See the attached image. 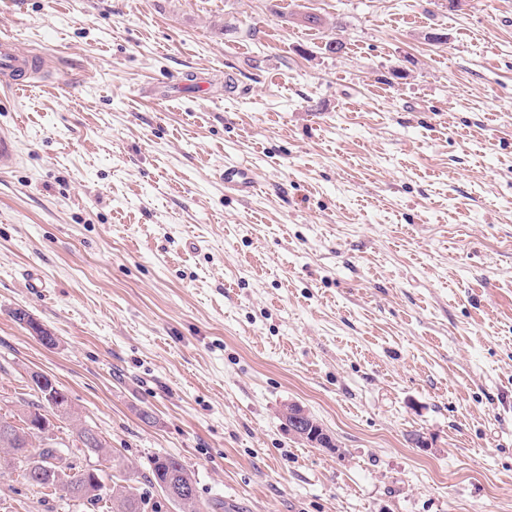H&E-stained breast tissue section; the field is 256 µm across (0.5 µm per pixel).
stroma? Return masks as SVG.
I'll return each mask as SVG.
<instances>
[{"label": "stroma", "instance_id": "obj_1", "mask_svg": "<svg viewBox=\"0 0 512 512\" xmlns=\"http://www.w3.org/2000/svg\"><path fill=\"white\" fill-rule=\"evenodd\" d=\"M4 34L50 67L0 89V413L50 376L145 512H180L157 452L213 512H512V0H0ZM16 159V137L11 132L0 131V172L12 169ZM224 187L240 194H250L254 189L251 171L237 161L224 162ZM291 412L300 413L302 410L298 407L291 406L290 407ZM288 416L291 412L288 411ZM285 416L286 421L293 425L292 417L291 416ZM315 424V425H313ZM288 425L289 429L297 436L299 433L296 431L295 427ZM298 430H300L299 437L302 440H305L306 443L311 445L312 447H322V448H334L335 444L332 443L331 438L324 432L323 428L317 423L315 419H313L311 416L302 417L299 420V426H296ZM315 431V435L313 437L310 436V434H307L306 436H303L302 434L306 433L307 431L313 432ZM149 483L162 489L163 484L174 483L178 487L187 489L190 492V496L186 503H181L175 498L168 495V499L172 500L178 506H180L185 512H210L211 505L207 502L202 501L197 495L196 482L185 468L184 464L177 457L168 453H155L149 459ZM185 489H179L178 491H186Z\"/></svg>", "mask_w": 512, "mask_h": 512}]
</instances>
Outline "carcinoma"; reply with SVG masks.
Masks as SVG:
<instances>
[{"instance_id": "1", "label": "carcinoma", "mask_w": 512, "mask_h": 512, "mask_svg": "<svg viewBox=\"0 0 512 512\" xmlns=\"http://www.w3.org/2000/svg\"><path fill=\"white\" fill-rule=\"evenodd\" d=\"M28 384L36 393L49 391L52 398L59 397L62 403L69 404L63 389L42 373L29 374ZM49 415L63 418L53 411L50 400L39 399L28 404L27 412L20 418L21 425L10 424L8 431L0 430V476L16 472L33 486L44 489L61 486L69 494V499L83 506H97L103 501L99 469L77 466L71 452L61 448L53 436L42 433L37 423ZM297 429L304 434L303 440L313 447H335L323 428L310 416L301 418ZM75 447L90 457L105 454V461L114 468L124 466L120 457L105 453L102 440L91 428L77 429ZM149 467L150 484L160 488L174 483L190 492L187 502L178 503L183 512H210L211 505L199 498L196 482L180 459L168 453H156L150 457ZM111 512H145V502L131 487L116 488L112 490Z\"/></svg>"}]
</instances>
